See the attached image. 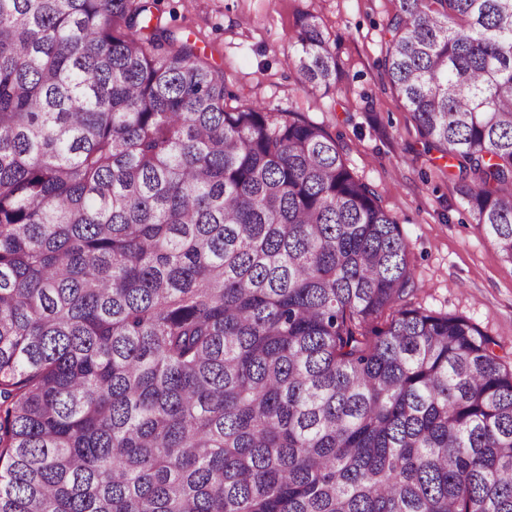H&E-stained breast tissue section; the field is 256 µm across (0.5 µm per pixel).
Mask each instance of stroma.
<instances>
[{
  "label": "stroma",
  "mask_w": 512,
  "mask_h": 512,
  "mask_svg": "<svg viewBox=\"0 0 512 512\" xmlns=\"http://www.w3.org/2000/svg\"><path fill=\"white\" fill-rule=\"evenodd\" d=\"M224 74L237 103L298 112L338 138L350 168L397 218L415 289L406 303L463 315L512 367V261L476 225L448 159L425 152L381 66L395 0H161ZM336 41L341 74L307 87L287 66L304 14Z\"/></svg>",
  "instance_id": "35a3bbf8"
}]
</instances>
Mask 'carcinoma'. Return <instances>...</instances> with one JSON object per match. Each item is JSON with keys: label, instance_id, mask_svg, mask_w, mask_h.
<instances>
[{"label": "carcinoma", "instance_id": "cac0c4a2", "mask_svg": "<svg viewBox=\"0 0 512 512\" xmlns=\"http://www.w3.org/2000/svg\"><path fill=\"white\" fill-rule=\"evenodd\" d=\"M396 2L391 88L512 261V0ZM157 5L0 0V512H512L497 343ZM288 63L337 82L315 16Z\"/></svg>", "mask_w": 512, "mask_h": 512}]
</instances>
